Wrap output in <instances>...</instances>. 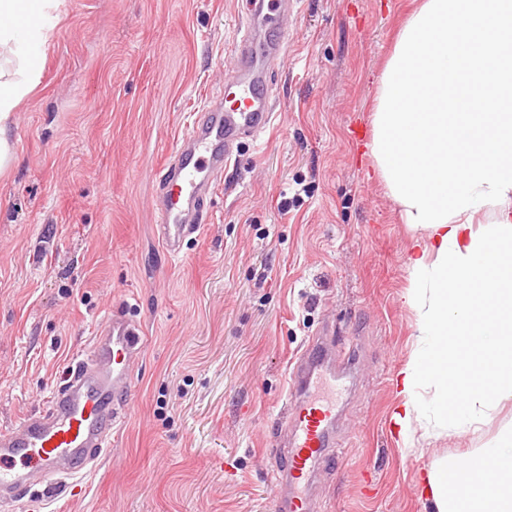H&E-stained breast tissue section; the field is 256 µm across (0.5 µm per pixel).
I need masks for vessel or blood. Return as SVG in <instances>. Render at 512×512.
Listing matches in <instances>:
<instances>
[{
  "mask_svg": "<svg viewBox=\"0 0 512 512\" xmlns=\"http://www.w3.org/2000/svg\"><path fill=\"white\" fill-rule=\"evenodd\" d=\"M288 0H248L245 29L232 48L225 86L233 98L208 105L186 143L162 165L156 209L164 251L179 256L186 240L208 222L204 202L236 157L238 144L257 139L274 122L267 78L287 48L282 12ZM143 331L128 314L115 311L96 333L86 358L73 362L46 399L43 411L0 432V501L24 499L32 486H68L94 470L126 419L134 392L130 367L142 355ZM349 367H337L333 334L311 336L289 373L284 426L277 443L280 463L272 474L275 512H313L312 485L335 464L333 439L338 405L325 391L345 390Z\"/></svg>",
  "mask_w": 512,
  "mask_h": 512,
  "instance_id": "vessel-or-blood-1",
  "label": "vessel or blood"
}]
</instances>
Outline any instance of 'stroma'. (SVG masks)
Listing matches in <instances>:
<instances>
[{"instance_id": "35a3bbf8", "label": "stroma", "mask_w": 512, "mask_h": 512, "mask_svg": "<svg viewBox=\"0 0 512 512\" xmlns=\"http://www.w3.org/2000/svg\"><path fill=\"white\" fill-rule=\"evenodd\" d=\"M415 0H298L272 73L276 118L243 145L211 218L166 256L159 168L224 89L243 0H65L42 81L16 114L0 174V431L41 407L103 319L143 324L126 423L78 493L8 512H274L273 443L296 354L322 326L352 347L336 467L317 512H431L434 464L493 444L477 432L403 440L397 379L415 345L411 232L375 173L380 75ZM288 212H281V201Z\"/></svg>"}]
</instances>
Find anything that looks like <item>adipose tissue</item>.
<instances>
[{
	"mask_svg": "<svg viewBox=\"0 0 512 512\" xmlns=\"http://www.w3.org/2000/svg\"><path fill=\"white\" fill-rule=\"evenodd\" d=\"M60 0H0V172L18 162L16 114L38 86ZM377 172L414 232L417 343L398 378L402 436L429 388L440 429L470 430L512 401V0H419L382 72L372 115ZM469 476L465 493L447 475ZM435 512H512V429L441 460Z\"/></svg>",
	"mask_w": 512,
	"mask_h": 512,
	"instance_id": "obj_1",
	"label": "adipose tissue"
}]
</instances>
